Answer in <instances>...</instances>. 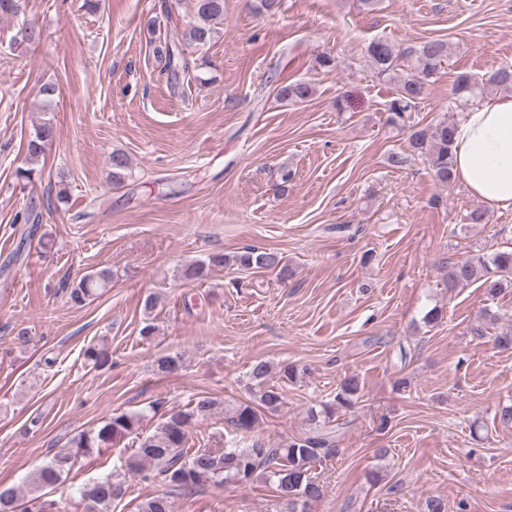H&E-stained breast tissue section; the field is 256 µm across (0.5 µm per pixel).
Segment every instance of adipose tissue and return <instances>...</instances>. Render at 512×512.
Returning a JSON list of instances; mask_svg holds the SVG:
<instances>
[{"mask_svg": "<svg viewBox=\"0 0 512 512\" xmlns=\"http://www.w3.org/2000/svg\"><path fill=\"white\" fill-rule=\"evenodd\" d=\"M457 178L481 201L512 206V96L477 99L455 124Z\"/></svg>", "mask_w": 512, "mask_h": 512, "instance_id": "obj_1", "label": "adipose tissue"}]
</instances>
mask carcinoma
<instances>
[{"label": "carcinoma", "instance_id": "carcinoma-1", "mask_svg": "<svg viewBox=\"0 0 512 512\" xmlns=\"http://www.w3.org/2000/svg\"><path fill=\"white\" fill-rule=\"evenodd\" d=\"M197 21L189 25L186 40L198 47L211 43L215 25L224 21V0H195ZM156 52L166 56V67L174 74L189 73V62L183 50L175 45L159 47ZM373 75L382 81L395 83V93L388 103L389 121L406 126L408 114L415 111L427 94L436 72L448 61V42L431 39L417 46L401 48L386 39H375L367 47ZM512 88V64H505L482 82L471 76H459L452 94L466 103L480 95L499 89ZM314 93L305 81L281 86L277 97L282 101L303 102ZM455 121L443 117L423 126H412L409 136V156L393 154L390 164L401 167L408 157H418L427 164L435 180L443 185L455 180L453 130ZM54 134L51 122L39 125L29 134L25 147L27 155L37 158L43 154ZM112 180L120 183L131 174L129 160L121 152L110 157ZM236 266L244 270H262L286 275L281 255L271 249L243 247L232 255L215 253L202 261L185 266L180 277L203 281L217 268ZM448 291L478 282L485 293L495 298L512 288V250L460 257L448 265L444 274ZM112 283V270L104 268L82 276L66 287L68 302L83 307L94 300ZM496 315L484 311L470 326V333L482 338L489 334ZM84 357L94 368L112 361L104 341L90 344ZM184 354L166 353L154 361L156 374L171 376L184 368ZM308 369L294 362L275 367L263 359L254 360L248 370L253 399L223 404L201 393L190 404L162 414L155 431L148 435L139 432L145 411L113 412L100 424L72 437L28 478L26 493L15 487L0 485V512H61L58 502L50 498L62 476L76 464L78 456L94 449L107 448L127 438L137 445L135 452L114 472L92 485L79 489L78 504L89 506L88 512H109L112 502L123 493L126 475L135 474L148 480H159L167 491L156 494L138 505V512H174L171 494H185L204 484L252 485L262 481L275 488L273 512H305L306 505L321 499L324 486L312 476L316 464L341 453L338 431L346 422L341 417L354 412L360 401L362 383L356 375L343 380L333 399L321 401L308 408L309 430L272 445L255 435L261 413L277 412L284 404L283 385L303 379ZM224 408L225 419L231 427L229 438L222 448H190L188 432L191 426Z\"/></svg>", "mask_w": 512, "mask_h": 512}]
</instances>
